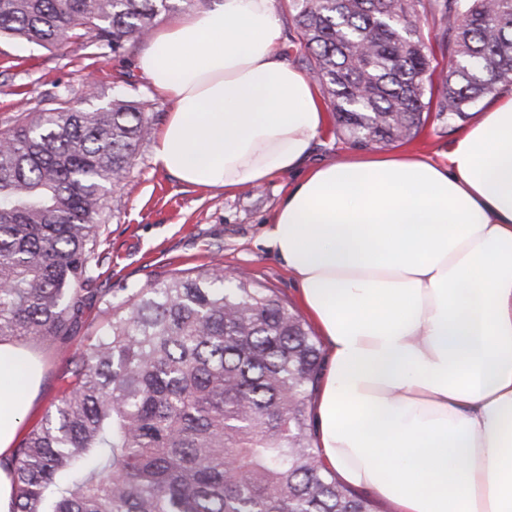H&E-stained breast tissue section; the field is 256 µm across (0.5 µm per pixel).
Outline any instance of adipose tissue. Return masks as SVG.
<instances>
[{"label": "adipose tissue", "mask_w": 512, "mask_h": 512, "mask_svg": "<svg viewBox=\"0 0 512 512\" xmlns=\"http://www.w3.org/2000/svg\"><path fill=\"white\" fill-rule=\"evenodd\" d=\"M280 34L276 0H211L154 31L138 59L169 104L153 162L224 191L303 171L264 244L326 341L324 464L394 512H512V90L447 163L375 151L310 168L324 113ZM40 380L0 343V512Z\"/></svg>", "instance_id": "obj_1"}]
</instances>
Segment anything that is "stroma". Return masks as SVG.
<instances>
[{
	"mask_svg": "<svg viewBox=\"0 0 512 512\" xmlns=\"http://www.w3.org/2000/svg\"><path fill=\"white\" fill-rule=\"evenodd\" d=\"M147 45L144 39L127 43L125 51L116 56L107 48L57 51L1 42L0 131L22 121L25 110L40 106L58 89L65 91L74 106L99 104L121 85L125 74L130 77L126 93L143 102L154 126L162 127L168 103L154 92L137 66ZM486 108V103H479L467 121L452 124L440 114L438 105H431L417 135L392 143L389 149L445 163L456 139L467 126L481 120ZM153 146L150 140L143 143L128 176L109 192V217L100 236L105 260L88 293L92 324L84 325L68 344H26L42 370L39 410H46L59 394L64 358L89 345L103 326L98 298L108 290L140 288L173 275L198 272L219 260L225 271L245 270L289 305L300 304L295 279L262 243L266 223L296 183V175L284 174L262 186L227 193L194 187L157 169Z\"/></svg>",
	"mask_w": 512,
	"mask_h": 512,
	"instance_id": "1",
	"label": "stroma"
}]
</instances>
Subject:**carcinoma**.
<instances>
[{"label": "carcinoma", "mask_w": 512, "mask_h": 512, "mask_svg": "<svg viewBox=\"0 0 512 512\" xmlns=\"http://www.w3.org/2000/svg\"><path fill=\"white\" fill-rule=\"evenodd\" d=\"M174 0H0V40L115 55ZM309 73L357 149L413 138L432 85L422 21L449 53L448 122L512 85V0H290ZM118 89L62 94L0 135V342L69 340L87 320L109 188L152 132ZM67 359L62 392L16 448L14 512H373L313 445L322 375L308 323L213 263L125 296Z\"/></svg>", "instance_id": "carcinoma-1"}]
</instances>
